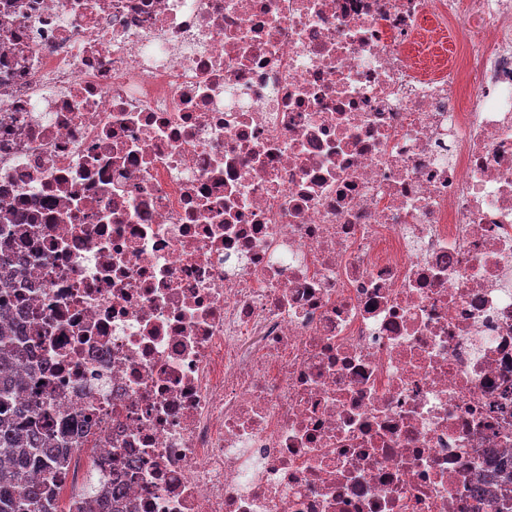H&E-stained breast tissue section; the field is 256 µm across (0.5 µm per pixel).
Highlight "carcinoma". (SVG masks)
<instances>
[{"mask_svg":"<svg viewBox=\"0 0 512 512\" xmlns=\"http://www.w3.org/2000/svg\"><path fill=\"white\" fill-rule=\"evenodd\" d=\"M20 273L19 261L0 257V285L8 287ZM22 326L8 297L0 295V464L11 475H0V512H64V502L51 478L32 481L36 472L49 474L62 467L58 448L68 439H56L41 423L44 397L38 388L12 378L11 373L32 356L21 345Z\"/></svg>","mask_w":512,"mask_h":512,"instance_id":"cac0c4a2","label":"carcinoma"}]
</instances>
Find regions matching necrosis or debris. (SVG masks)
<instances>
[{"mask_svg":"<svg viewBox=\"0 0 512 512\" xmlns=\"http://www.w3.org/2000/svg\"><path fill=\"white\" fill-rule=\"evenodd\" d=\"M0 219L67 512L512 499V0H0Z\"/></svg>","mask_w":512,"mask_h":512,"instance_id":"necrosis-or-debris-1","label":"necrosis or debris"}]
</instances>
